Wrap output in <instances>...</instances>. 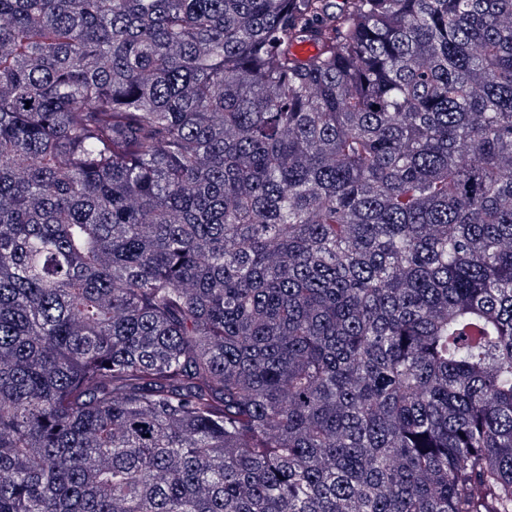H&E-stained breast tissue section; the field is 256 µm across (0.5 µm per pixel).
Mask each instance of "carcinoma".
I'll list each match as a JSON object with an SVG mask.
<instances>
[{"mask_svg":"<svg viewBox=\"0 0 512 512\" xmlns=\"http://www.w3.org/2000/svg\"><path fill=\"white\" fill-rule=\"evenodd\" d=\"M0 512H512V0H0Z\"/></svg>","mask_w":512,"mask_h":512,"instance_id":"obj_1","label":"carcinoma"}]
</instances>
